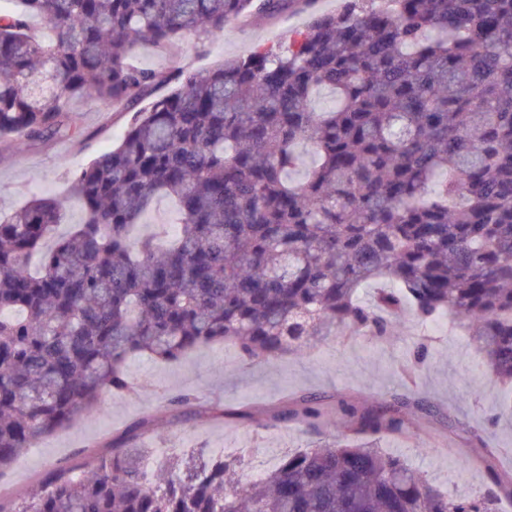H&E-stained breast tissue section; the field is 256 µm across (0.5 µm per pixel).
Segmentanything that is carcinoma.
Instances as JSON below:
<instances>
[{"instance_id":"carcinoma-1","label":"carcinoma","mask_w":512,"mask_h":512,"mask_svg":"<svg viewBox=\"0 0 512 512\" xmlns=\"http://www.w3.org/2000/svg\"><path fill=\"white\" fill-rule=\"evenodd\" d=\"M10 2L1 137L79 133L76 98L132 116L71 178L82 223L58 233L69 198L53 195L0 218V469L129 390L133 355L173 362L232 342L273 361L343 331L385 336L407 301L421 324L453 316L512 386V0H343L195 72L129 54L313 0ZM325 87L335 105L311 108ZM301 143L316 159L293 181ZM159 196L175 199L178 234L133 236ZM379 280L390 287L361 301ZM428 414L409 392L379 409L293 400L268 422L323 440L243 480L222 456L150 472L148 417L0 512H495L512 478L494 467L482 497L450 499L379 447Z\"/></svg>"}]
</instances>
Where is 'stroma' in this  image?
I'll return each instance as SVG.
<instances>
[{
	"label": "stroma",
	"instance_id": "obj_1",
	"mask_svg": "<svg viewBox=\"0 0 512 512\" xmlns=\"http://www.w3.org/2000/svg\"><path fill=\"white\" fill-rule=\"evenodd\" d=\"M307 20L303 13L253 17L228 25L223 37L206 45L187 37L173 55L140 46L131 61L154 70H210L224 59L287 39ZM75 106L82 114L81 133L75 138L32 142L21 151L10 138H0L1 213L22 207L35 193L68 195L70 172L119 144L129 115L104 112L88 99L76 100ZM404 321L386 338L340 337L316 346L307 357L286 356L271 364L242 359L230 343L202 348L176 362L133 357L127 366L132 391L104 393L100 415L51 434L45 444L1 471L0 497L25 496L52 468L85 461L99 442L157 413L170 397L185 391L195 392L211 409L239 410L243 417L227 422L210 411L171 419L164 434L145 441L155 451V467H166L170 457L200 452L208 458L221 454L241 459L245 471L253 472L274 468L284 455L307 448L313 438L312 431L295 422L265 425L253 417L254 409L304 396L330 406L342 396H364L369 405L379 407L407 388L427 399L432 412L412 440L382 437L384 450L402 457L449 495H482L488 467L512 474V421L499 415L507 396L469 337L450 321L423 326L410 314ZM420 336L430 339L428 360L410 380L404 370L413 340Z\"/></svg>",
	"mask_w": 512,
	"mask_h": 512
}]
</instances>
